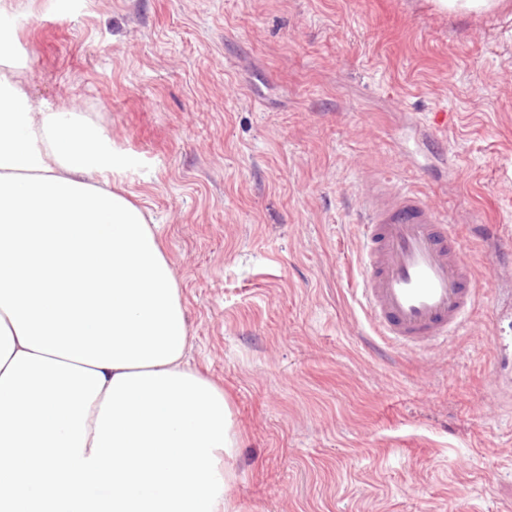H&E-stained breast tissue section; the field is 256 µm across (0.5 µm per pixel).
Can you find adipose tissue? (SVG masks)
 Returning a JSON list of instances; mask_svg holds the SVG:
<instances>
[{
    "instance_id": "1",
    "label": "adipose tissue",
    "mask_w": 512,
    "mask_h": 512,
    "mask_svg": "<svg viewBox=\"0 0 512 512\" xmlns=\"http://www.w3.org/2000/svg\"><path fill=\"white\" fill-rule=\"evenodd\" d=\"M0 26V512H239L241 439L192 368L182 290L113 175L134 160L36 105Z\"/></svg>"
}]
</instances>
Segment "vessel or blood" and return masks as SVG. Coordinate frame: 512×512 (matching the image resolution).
I'll return each instance as SVG.
<instances>
[{
	"mask_svg": "<svg viewBox=\"0 0 512 512\" xmlns=\"http://www.w3.org/2000/svg\"><path fill=\"white\" fill-rule=\"evenodd\" d=\"M361 198V293L376 334L402 350L447 342L481 291L453 225L406 188L377 182Z\"/></svg>",
	"mask_w": 512,
	"mask_h": 512,
	"instance_id": "obj_1",
	"label": "vessel or blood"
}]
</instances>
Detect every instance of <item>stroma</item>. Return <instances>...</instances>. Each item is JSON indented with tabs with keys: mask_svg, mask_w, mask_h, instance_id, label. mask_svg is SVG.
Returning a JSON list of instances; mask_svg holds the SVG:
<instances>
[{
	"mask_svg": "<svg viewBox=\"0 0 512 512\" xmlns=\"http://www.w3.org/2000/svg\"><path fill=\"white\" fill-rule=\"evenodd\" d=\"M26 88L134 159L190 359L229 395L240 512H512V0H13ZM427 193L485 285L447 344L380 353L354 219Z\"/></svg>",
	"mask_w": 512,
	"mask_h": 512,
	"instance_id": "stroma-1",
	"label": "stroma"
}]
</instances>
